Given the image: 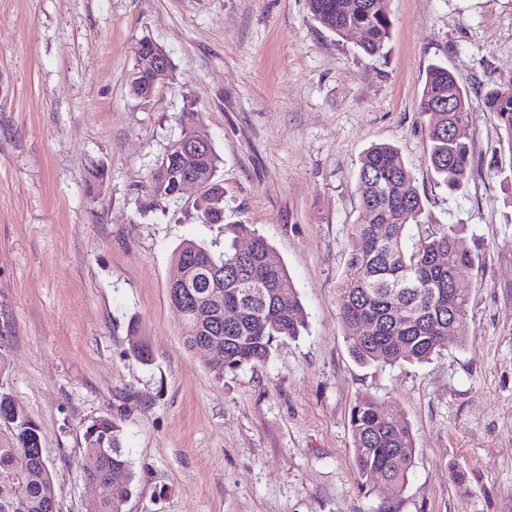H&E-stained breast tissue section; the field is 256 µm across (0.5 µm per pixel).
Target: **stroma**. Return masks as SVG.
<instances>
[{
  "label": "stroma",
  "mask_w": 512,
  "mask_h": 512,
  "mask_svg": "<svg viewBox=\"0 0 512 512\" xmlns=\"http://www.w3.org/2000/svg\"><path fill=\"white\" fill-rule=\"evenodd\" d=\"M369 57L306 0H0V359L40 427L58 512H84L83 429L111 413L135 472L123 512H374L353 467L350 410L396 403L414 436L393 512H512V209L487 172L501 132L484 91L512 87V0H389ZM171 79L129 91L139 41ZM444 64L472 101V174L449 193L418 112ZM197 113L221 158L227 216L285 263L307 314L264 365L216 381L186 350L168 296L175 249L221 240L201 193L145 214L138 195ZM395 146L425 213L463 225L479 261L467 339L424 364H359L339 315L360 159ZM104 173L89 191L91 172ZM136 323L152 351L131 354Z\"/></svg>",
  "instance_id": "obj_1"
}]
</instances>
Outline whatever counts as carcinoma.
<instances>
[{
	"instance_id": "1",
	"label": "carcinoma",
	"mask_w": 512,
	"mask_h": 512,
	"mask_svg": "<svg viewBox=\"0 0 512 512\" xmlns=\"http://www.w3.org/2000/svg\"><path fill=\"white\" fill-rule=\"evenodd\" d=\"M389 0H307L322 26L336 19L332 33L345 38L364 30L359 49L382 57L391 39ZM482 105L503 131L499 154L488 163L490 175L512 184V88H490ZM471 101L442 65L426 71L419 112L426 119L429 163L451 192L460 190L470 173L469 147L456 135L468 121ZM190 136L201 151L184 158L179 173L165 167L160 154L145 185V210L178 200L176 175L200 177L210 196L200 205L202 216L224 226L221 250L193 240L174 253L182 272L181 287L198 292L213 286L212 302L204 309L188 301L182 313V338L192 351L202 343L224 350V363L209 367L214 379L246 366L266 363L282 338H295L306 328V313L282 261L270 265L268 239L251 225L224 218V186L217 179L220 158L200 121L184 122L176 138ZM359 216L351 235L360 247L346 264L340 288V317L345 339L363 364L424 363L440 351L448 337L466 341L470 289L459 279L475 267L478 256L461 237L462 225L424 220L422 197L397 148L374 144L360 159L357 177ZM385 227L379 235L378 227ZM247 239L248 253L236 244ZM261 279L257 295H243L246 282ZM233 306V324L215 321L214 308ZM131 351L142 363L151 360L147 341L130 328ZM352 455L359 485L378 500L376 512H390L389 501L400 493L412 464L413 434L400 410L372 396L359 398L350 414ZM84 480L99 487L85 512H123L132 494L134 473L122 446V427L109 413L90 421L84 430ZM52 475L43 456L36 422L0 381V512H52L48 488Z\"/></svg>"
}]
</instances>
